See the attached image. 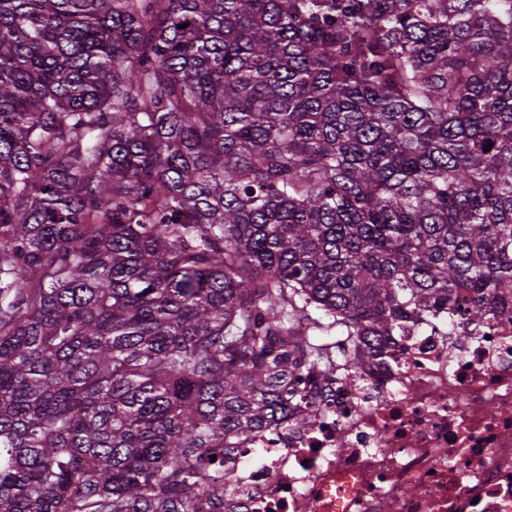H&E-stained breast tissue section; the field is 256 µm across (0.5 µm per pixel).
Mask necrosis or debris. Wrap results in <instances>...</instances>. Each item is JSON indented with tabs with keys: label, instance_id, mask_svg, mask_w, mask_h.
<instances>
[{
	"label": "necrosis or debris",
	"instance_id": "4bbe7bcc",
	"mask_svg": "<svg viewBox=\"0 0 512 512\" xmlns=\"http://www.w3.org/2000/svg\"><path fill=\"white\" fill-rule=\"evenodd\" d=\"M306 394L225 463V512H512V314L441 310Z\"/></svg>",
	"mask_w": 512,
	"mask_h": 512
}]
</instances>
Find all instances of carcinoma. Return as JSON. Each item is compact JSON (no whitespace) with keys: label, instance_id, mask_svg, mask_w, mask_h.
<instances>
[{"label":"carcinoma","instance_id":"carcinoma-1","mask_svg":"<svg viewBox=\"0 0 512 512\" xmlns=\"http://www.w3.org/2000/svg\"><path fill=\"white\" fill-rule=\"evenodd\" d=\"M510 303L512 0H0V512H224L304 373Z\"/></svg>","mask_w":512,"mask_h":512}]
</instances>
